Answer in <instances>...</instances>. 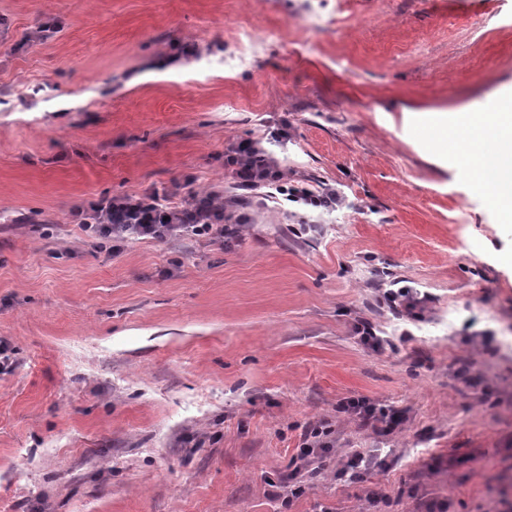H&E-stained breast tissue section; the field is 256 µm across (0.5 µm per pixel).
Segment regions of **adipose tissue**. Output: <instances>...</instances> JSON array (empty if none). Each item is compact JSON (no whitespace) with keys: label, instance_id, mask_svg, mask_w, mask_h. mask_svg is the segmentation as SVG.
I'll return each mask as SVG.
<instances>
[{"label":"adipose tissue","instance_id":"adipose-tissue-1","mask_svg":"<svg viewBox=\"0 0 512 512\" xmlns=\"http://www.w3.org/2000/svg\"><path fill=\"white\" fill-rule=\"evenodd\" d=\"M437 147L449 148L473 191L494 199L512 223V93L485 112H434L422 122Z\"/></svg>","mask_w":512,"mask_h":512}]
</instances>
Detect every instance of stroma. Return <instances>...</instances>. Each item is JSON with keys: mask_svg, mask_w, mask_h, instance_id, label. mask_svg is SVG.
I'll list each match as a JSON object with an SVG mask.
<instances>
[{"mask_svg": "<svg viewBox=\"0 0 512 512\" xmlns=\"http://www.w3.org/2000/svg\"><path fill=\"white\" fill-rule=\"evenodd\" d=\"M511 90L512 0H0V512H495L512 224L416 118ZM246 139L342 196L320 232L236 189ZM155 190L248 221L112 254L71 216ZM359 397L403 430L337 412ZM318 424L326 467L284 503ZM355 451L387 469L337 479ZM341 413L358 418L364 427H370L375 433L386 434L402 428L406 421L405 411L394 407H377L367 399H346L337 405Z\"/></svg>", "mask_w": 512, "mask_h": 512, "instance_id": "stroma-1", "label": "stroma"}]
</instances>
